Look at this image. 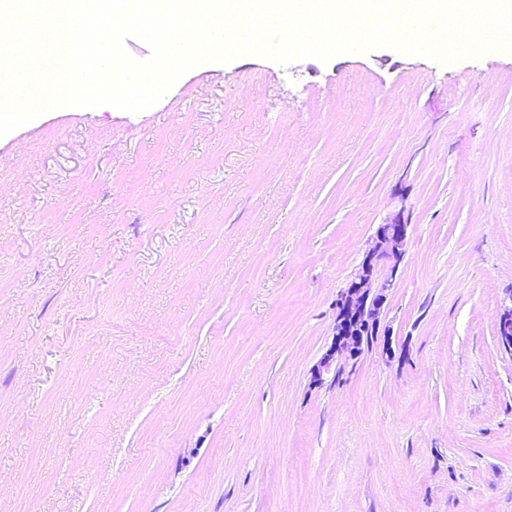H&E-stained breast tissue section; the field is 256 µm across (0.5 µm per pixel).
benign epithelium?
I'll return each mask as SVG.
<instances>
[{"instance_id": "1", "label": "benign epithelium", "mask_w": 512, "mask_h": 512, "mask_svg": "<svg viewBox=\"0 0 512 512\" xmlns=\"http://www.w3.org/2000/svg\"><path fill=\"white\" fill-rule=\"evenodd\" d=\"M408 229L409 225L399 220L376 227L372 247L336 303L333 338L312 370V385H323L332 368L338 369L342 361L357 356L362 347L363 328L379 327L386 291L394 286L395 272L405 254ZM387 263L390 276L380 281L375 271ZM495 319L499 346L512 353V297L500 306Z\"/></svg>"}]
</instances>
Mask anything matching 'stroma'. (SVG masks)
<instances>
[{
	"instance_id": "1",
	"label": "stroma",
	"mask_w": 512,
	"mask_h": 512,
	"mask_svg": "<svg viewBox=\"0 0 512 512\" xmlns=\"http://www.w3.org/2000/svg\"><path fill=\"white\" fill-rule=\"evenodd\" d=\"M372 345L311 371L377 225ZM512 54L200 64L0 136V512H512ZM499 346L512 353V293L495 315Z\"/></svg>"
}]
</instances>
